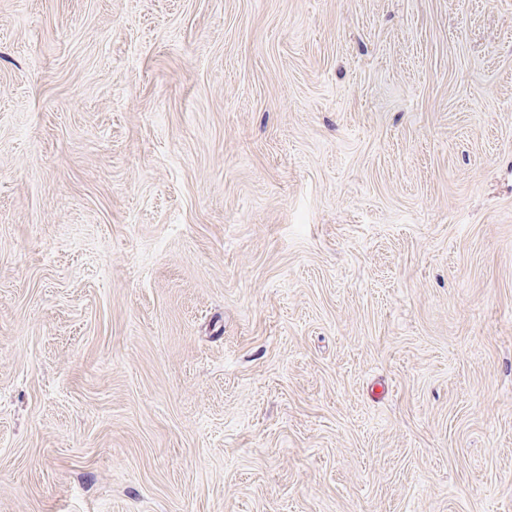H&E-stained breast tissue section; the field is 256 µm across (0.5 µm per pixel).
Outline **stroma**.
Wrapping results in <instances>:
<instances>
[{
  "label": "stroma",
  "instance_id": "stroma-1",
  "mask_svg": "<svg viewBox=\"0 0 512 512\" xmlns=\"http://www.w3.org/2000/svg\"><path fill=\"white\" fill-rule=\"evenodd\" d=\"M0 512H512V0H0Z\"/></svg>",
  "mask_w": 512,
  "mask_h": 512
}]
</instances>
